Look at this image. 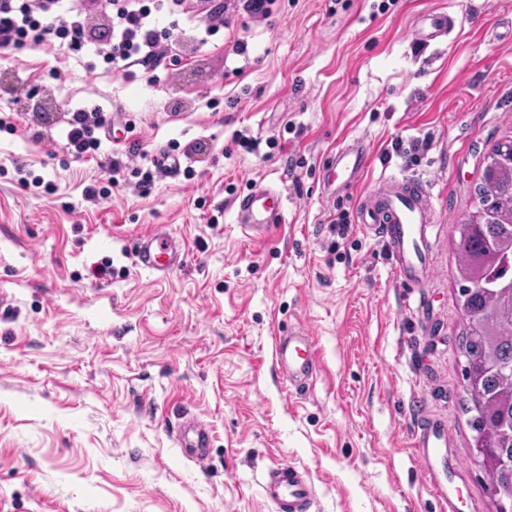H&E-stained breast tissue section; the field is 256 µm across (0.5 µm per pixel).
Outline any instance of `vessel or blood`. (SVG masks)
Returning a JSON list of instances; mask_svg holds the SVG:
<instances>
[{
	"label": "vessel or blood",
	"mask_w": 512,
	"mask_h": 512,
	"mask_svg": "<svg viewBox=\"0 0 512 512\" xmlns=\"http://www.w3.org/2000/svg\"><path fill=\"white\" fill-rule=\"evenodd\" d=\"M331 166L340 178L342 189L354 187L370 166V152L363 140L339 148ZM282 194L273 188H258L240 199L237 222L245 233L262 236L281 215ZM433 204L427 187L416 179H379L373 189L356 203L358 222L379 237L394 266L399 284L404 288H420L428 275V255L432 249ZM181 250L164 228L141 236L137 253L139 265L149 271H167L180 261ZM275 359L286 376L289 387H309L318 369L319 350L308 333L302 330L277 337ZM181 443L196 449V461H204L207 432L194 421L184 424ZM448 444L445 423L436 418H423L414 432L418 457L426 465V473L436 496L455 512L456 505L448 491L445 474L434 466ZM265 499L275 512H310L315 499V486L306 470L287 463L271 466L262 484Z\"/></svg>",
	"instance_id": "1"
}]
</instances>
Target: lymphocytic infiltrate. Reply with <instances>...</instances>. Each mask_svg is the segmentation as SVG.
<instances>
[{"label":"lymphocytic infiltrate","instance_id":"obj_1","mask_svg":"<svg viewBox=\"0 0 512 512\" xmlns=\"http://www.w3.org/2000/svg\"><path fill=\"white\" fill-rule=\"evenodd\" d=\"M165 2L128 0L110 30L92 39L87 35L84 5L72 0H0V50L37 47L56 38L66 42L72 53L87 51L117 68L149 65L164 55V42L173 36L172 30L159 27ZM67 125V142L74 156L83 158L98 151L100 135L111 128L112 120L97 108L77 109Z\"/></svg>","mask_w":512,"mask_h":512}]
</instances>
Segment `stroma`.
<instances>
[{
  "label": "stroma",
  "instance_id": "35a3bbf8",
  "mask_svg": "<svg viewBox=\"0 0 512 512\" xmlns=\"http://www.w3.org/2000/svg\"><path fill=\"white\" fill-rule=\"evenodd\" d=\"M381 2L276 0L203 45L200 15L180 14L176 45L134 78L54 46L0 52V512H274V462L309 471L312 512H443L413 447L426 416L448 426L456 512H496L470 448L457 227L512 139V0ZM437 13L451 31L418 40ZM94 106L114 134L79 160L67 120ZM357 138L373 165L337 192L328 162ZM397 139L423 142L417 160ZM387 176L436 199L419 293L359 224L330 228ZM260 187L285 208L255 239L236 206ZM157 224L182 246L163 275L135 262ZM298 327L321 351L302 392L274 361ZM189 419L209 434L202 466L179 443Z\"/></svg>",
  "mask_w": 512,
  "mask_h": 512
}]
</instances>
